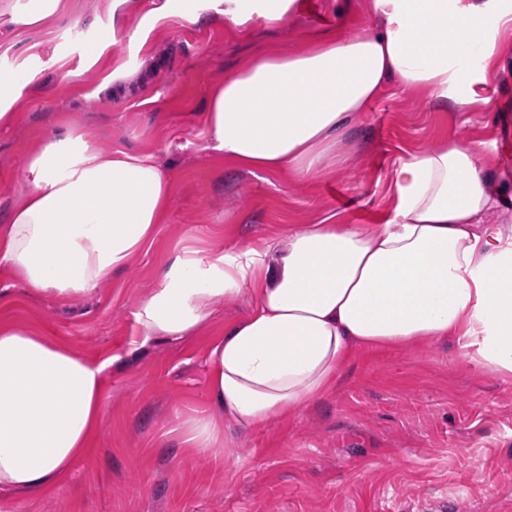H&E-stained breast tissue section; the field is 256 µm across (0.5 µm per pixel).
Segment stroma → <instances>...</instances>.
Listing matches in <instances>:
<instances>
[{
	"instance_id": "obj_1",
	"label": "stroma",
	"mask_w": 512,
	"mask_h": 512,
	"mask_svg": "<svg viewBox=\"0 0 512 512\" xmlns=\"http://www.w3.org/2000/svg\"><path fill=\"white\" fill-rule=\"evenodd\" d=\"M0 0V72L36 78L0 124V213L22 200L31 156L81 130L101 151L148 154L171 176V206L129 267L67 303L30 296L0 267V323L29 328L93 360L113 358L98 433L86 459L38 492L0 489V512H500L512 500V376L474 367L457 342L359 353L337 386L261 428L224 423V445L201 456L182 424L213 411L209 351L253 308L249 289L211 304L179 340L141 344L135 313L184 250L199 254L282 239L337 215L388 217V177L400 157L465 139L490 176L512 170V36L490 103L458 109L386 87L318 176L240 168L207 150V101L251 57L304 49L311 33L367 24V0L336 16L303 0L275 23L227 22L225 0H65L41 27L18 30ZM105 43L87 60L86 48Z\"/></svg>"
}]
</instances>
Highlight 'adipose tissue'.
Segmentation results:
<instances>
[{
	"label": "adipose tissue",
	"mask_w": 512,
	"mask_h": 512,
	"mask_svg": "<svg viewBox=\"0 0 512 512\" xmlns=\"http://www.w3.org/2000/svg\"><path fill=\"white\" fill-rule=\"evenodd\" d=\"M376 28L325 32L270 52L210 93V147L262 171L315 177L324 156L390 83L467 107L498 74L512 0H373ZM478 53L474 71L464 57ZM22 202L0 215V265L36 295L90 294L151 243L171 200L153 157L100 152L73 130L30 159ZM491 179L461 140L400 159L383 224H306L275 242L177 256L136 312L142 341L178 339L209 303L249 286L251 314L210 353L214 415L184 442L207 452L224 421L258 427L323 396L355 351L456 340L512 375V243L483 223ZM111 360L95 363L0 324V487L41 490L84 458Z\"/></svg>",
	"instance_id": "obj_1"
}]
</instances>
